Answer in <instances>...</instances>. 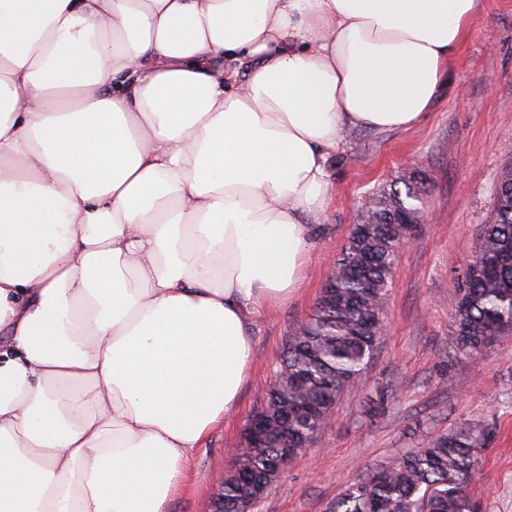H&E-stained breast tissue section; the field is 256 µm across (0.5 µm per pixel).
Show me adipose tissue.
<instances>
[{"instance_id": "ef3b65f1", "label": "adipose tissue", "mask_w": 512, "mask_h": 512, "mask_svg": "<svg viewBox=\"0 0 512 512\" xmlns=\"http://www.w3.org/2000/svg\"><path fill=\"white\" fill-rule=\"evenodd\" d=\"M479 0H0V512H165L301 288L328 161Z\"/></svg>"}]
</instances>
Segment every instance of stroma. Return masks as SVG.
<instances>
[{"instance_id":"1","label":"stroma","mask_w":512,"mask_h":512,"mask_svg":"<svg viewBox=\"0 0 512 512\" xmlns=\"http://www.w3.org/2000/svg\"><path fill=\"white\" fill-rule=\"evenodd\" d=\"M452 75L414 127L351 133L330 162L331 198L310 241L300 292L251 327L254 361L238 409L191 456L182 490L166 512H203L242 448L291 331L309 315L363 200L414 172L426 218L400 249L384 307L385 332L361 384L344 390L313 444L253 512H329L370 470L395 463L423 440L460 427L492 425L471 485L483 512H512V334L483 355L452 356L448 338L463 266L494 220V197L512 169V0H481L452 61ZM383 393L376 415L368 396Z\"/></svg>"}]
</instances>
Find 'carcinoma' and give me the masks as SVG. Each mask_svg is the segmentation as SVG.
<instances>
[{"mask_svg":"<svg viewBox=\"0 0 512 512\" xmlns=\"http://www.w3.org/2000/svg\"><path fill=\"white\" fill-rule=\"evenodd\" d=\"M366 221L354 225L313 312L288 336L275 371L252 419L267 422L265 448L236 454L224 480V505L250 496L255 484L277 480L285 458L295 459L328 424L344 389L359 382L384 330L390 275L401 249L403 212L412 217L410 187L373 194ZM495 220L481 229L475 260L463 269L448 344L457 355H482L512 332V193L494 198ZM288 403V419L272 408ZM493 434L488 425L460 428L426 440L399 461L359 478L329 512H482L469 485L478 469L477 448Z\"/></svg>","mask_w":512,"mask_h":512,"instance_id":"1","label":"carcinoma"}]
</instances>
